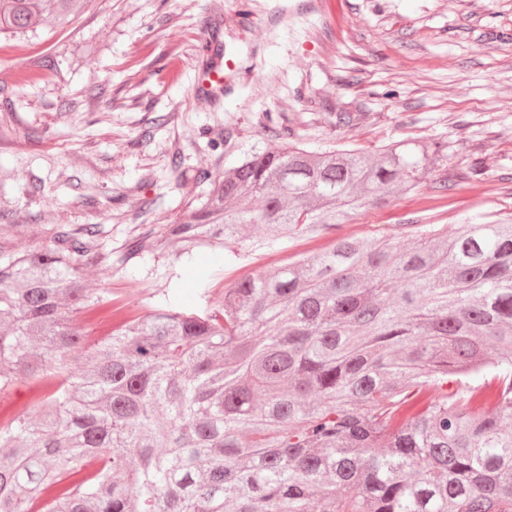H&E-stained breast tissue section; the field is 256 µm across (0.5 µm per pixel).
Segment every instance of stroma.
<instances>
[{
    "label": "stroma",
    "mask_w": 512,
    "mask_h": 512,
    "mask_svg": "<svg viewBox=\"0 0 512 512\" xmlns=\"http://www.w3.org/2000/svg\"><path fill=\"white\" fill-rule=\"evenodd\" d=\"M214 49L236 75L212 106L194 88ZM21 68L40 81L17 85ZM340 112L358 119L336 128ZM228 138L366 150L442 138L448 161L332 236L176 262L132 255L198 204L209 186L197 171L223 174ZM469 217L512 221V0H83L67 26L0 38V224L15 225L19 250L61 225H101L109 261L88 284L139 313L167 300L204 311L236 277L336 235L404 241L414 225Z\"/></svg>",
    "instance_id": "obj_1"
}]
</instances>
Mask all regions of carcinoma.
Listing matches in <instances>:
<instances>
[{"mask_svg":"<svg viewBox=\"0 0 512 512\" xmlns=\"http://www.w3.org/2000/svg\"><path fill=\"white\" fill-rule=\"evenodd\" d=\"M0 0V34L46 7ZM448 142L239 151L198 205L133 245L176 255L258 225L313 238L415 191ZM0 224V512H512V224H418L407 242L339 239L224 287L220 305L79 317L101 227L12 250ZM82 361L79 369L74 363ZM29 385L30 407L4 398Z\"/></svg>","mask_w":512,"mask_h":512,"instance_id":"cac0c4a2","label":"carcinoma"}]
</instances>
